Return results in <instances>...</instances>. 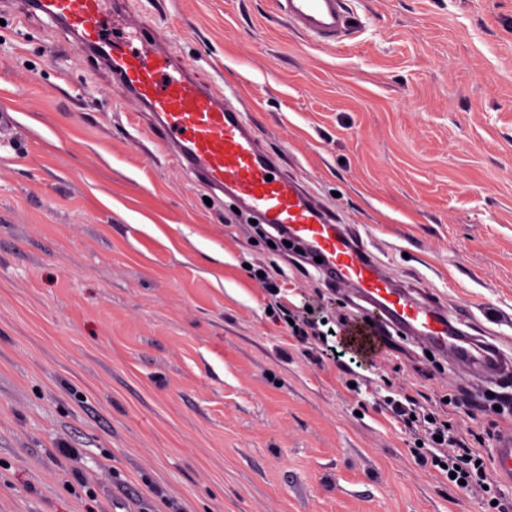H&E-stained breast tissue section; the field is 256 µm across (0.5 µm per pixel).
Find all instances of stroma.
<instances>
[{"label":"stroma","instance_id":"stroma-1","mask_svg":"<svg viewBox=\"0 0 512 512\" xmlns=\"http://www.w3.org/2000/svg\"><path fill=\"white\" fill-rule=\"evenodd\" d=\"M124 0L393 280L512 356V0H345L317 46L275 0ZM0 0V512H512L460 493L392 414L512 427L491 380L391 332L344 368L281 307L364 319L356 288L257 238L157 145L124 87ZM284 272L272 291L259 269ZM74 448L73 456L58 452Z\"/></svg>","mask_w":512,"mask_h":512}]
</instances>
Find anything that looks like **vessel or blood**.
Here are the masks:
<instances>
[{
  "mask_svg": "<svg viewBox=\"0 0 512 512\" xmlns=\"http://www.w3.org/2000/svg\"><path fill=\"white\" fill-rule=\"evenodd\" d=\"M109 5L120 8L122 0L35 3L60 28L65 46L93 56L152 114L162 133L161 146L179 165L262 223L286 228L306 243L336 280L362 291L372 322L418 336L432 350L485 377L512 375L511 357L495 344L472 338L451 312L397 288L358 236L337 224L302 182L285 174L283 158L262 145L233 90L217 94L199 86L161 40L137 45L125 32L101 38L98 26ZM277 6L290 24L320 45L335 41L346 22L344 0H277ZM491 468L498 479L512 483V430L498 436Z\"/></svg>",
  "mask_w": 512,
  "mask_h": 512,
  "instance_id": "obj_1",
  "label": "vessel or blood"
}]
</instances>
